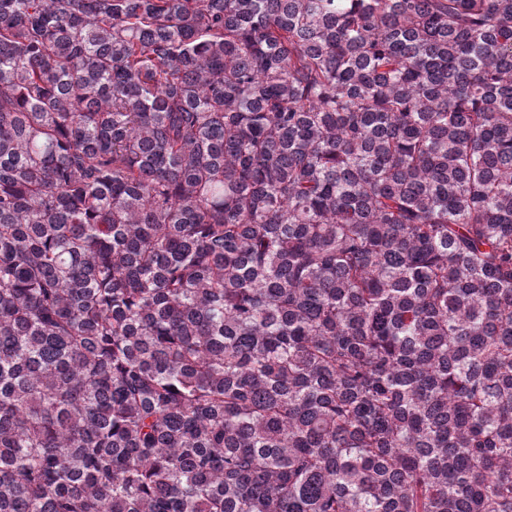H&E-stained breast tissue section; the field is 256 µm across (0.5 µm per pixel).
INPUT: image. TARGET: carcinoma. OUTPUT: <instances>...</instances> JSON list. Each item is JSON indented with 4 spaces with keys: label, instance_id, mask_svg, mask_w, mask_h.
<instances>
[{
    "label": "carcinoma",
    "instance_id": "cac0c4a2",
    "mask_svg": "<svg viewBox=\"0 0 512 512\" xmlns=\"http://www.w3.org/2000/svg\"><path fill=\"white\" fill-rule=\"evenodd\" d=\"M0 512H512V0H0Z\"/></svg>",
    "mask_w": 512,
    "mask_h": 512
}]
</instances>
